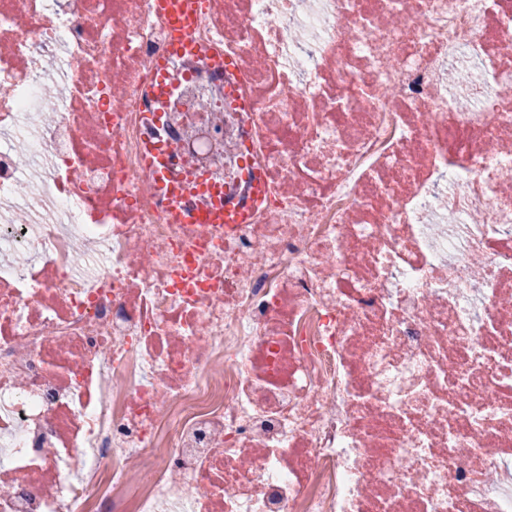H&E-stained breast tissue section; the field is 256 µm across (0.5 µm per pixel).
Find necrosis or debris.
Here are the masks:
<instances>
[{
  "mask_svg": "<svg viewBox=\"0 0 512 512\" xmlns=\"http://www.w3.org/2000/svg\"><path fill=\"white\" fill-rule=\"evenodd\" d=\"M169 29L0 0V512H512V0H200L160 103ZM170 160L163 147L159 144L151 145L146 157V165L156 179L160 198L165 202L174 218L189 224H239L244 219L242 210L225 209L223 204V192L216 188H206V192L212 196L214 206L208 212L198 213L189 209L184 197L187 192L169 184L165 180V170Z\"/></svg>",
  "mask_w": 512,
  "mask_h": 512,
  "instance_id": "4bbe7bcc",
  "label": "necrosis or debris"
}]
</instances>
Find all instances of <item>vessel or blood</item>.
I'll use <instances>...</instances> for the list:
<instances>
[{
  "label": "vessel or blood",
  "instance_id": "vessel-or-blood-1",
  "mask_svg": "<svg viewBox=\"0 0 512 512\" xmlns=\"http://www.w3.org/2000/svg\"><path fill=\"white\" fill-rule=\"evenodd\" d=\"M158 10L171 21V34L163 55L155 64L157 99L168 96L172 85L170 62L190 50V30L195 21L198 4L196 0H157ZM169 159L161 145L154 144L148 149L146 165L156 179L161 199L165 202L174 218L189 224H239L244 219L243 211L225 208L221 190L210 189L209 194L214 206L207 212H195L189 209L185 193L169 184L165 179V170Z\"/></svg>",
  "mask_w": 512,
  "mask_h": 512
}]
</instances>
